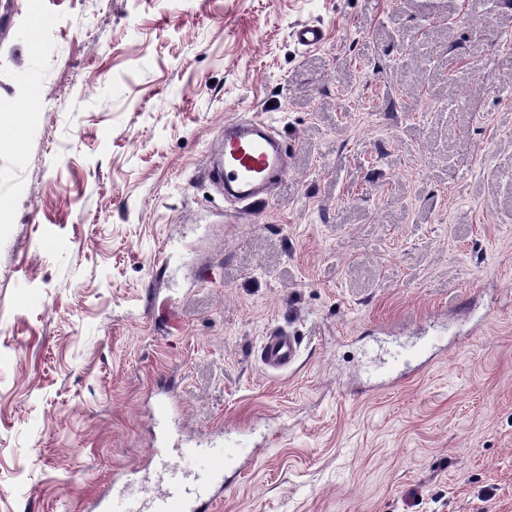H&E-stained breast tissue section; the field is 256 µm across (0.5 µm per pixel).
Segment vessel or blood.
Segmentation results:
<instances>
[{"instance_id": "vessel-or-blood-1", "label": "vessel or blood", "mask_w": 512, "mask_h": 512, "mask_svg": "<svg viewBox=\"0 0 512 512\" xmlns=\"http://www.w3.org/2000/svg\"><path fill=\"white\" fill-rule=\"evenodd\" d=\"M297 44L315 48L325 41L321 26L303 24L293 32ZM224 160L221 174L225 190L239 200L253 202L263 190L272 188L284 175V148L270 135L267 121L231 120L224 124ZM300 341L287 329L278 328L265 337L260 346V363L268 372L290 368L299 356ZM162 475L159 488L146 496L126 497L125 493L103 495L93 502L95 512H202L208 498L207 483L192 480L169 461L157 459Z\"/></svg>"}]
</instances>
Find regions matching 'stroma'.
Segmentation results:
<instances>
[{
    "instance_id": "stroma-1",
    "label": "stroma",
    "mask_w": 512,
    "mask_h": 512,
    "mask_svg": "<svg viewBox=\"0 0 512 512\" xmlns=\"http://www.w3.org/2000/svg\"><path fill=\"white\" fill-rule=\"evenodd\" d=\"M256 116L246 208L206 172ZM156 447L224 453L209 512H512V0H0V512ZM293 38L301 46L315 48L324 43L325 33L319 25L303 24L294 30ZM269 123L252 118L249 122L225 121L222 171H208L213 178L223 179L225 191H232L239 200L255 203L260 190L272 188L284 175V148L270 135ZM300 341L285 328L271 331L260 346V363L266 372L286 370L299 356Z\"/></svg>"
}]
</instances>
